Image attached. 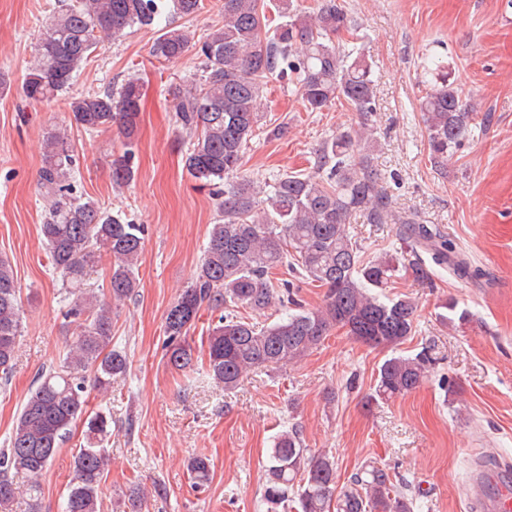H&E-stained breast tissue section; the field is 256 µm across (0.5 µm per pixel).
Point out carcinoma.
<instances>
[{
  "mask_svg": "<svg viewBox=\"0 0 512 512\" xmlns=\"http://www.w3.org/2000/svg\"><path fill=\"white\" fill-rule=\"evenodd\" d=\"M261 0H223L222 23L194 40L184 29H160L150 52L159 62L193 50L201 59L198 82L171 84L165 92L182 129L194 140L184 168L216 197L219 219L190 283L181 290L164 320L165 357L185 372L195 366L189 332L207 307L224 315L209 329L201 370L231 393L252 370L280 369L313 352L333 329L387 350L369 404L403 397L428 378L431 359L396 350L415 332L417 304L408 297L384 299L382 290L400 270L428 281L433 266L459 279L476 270L434 224L400 212L389 194L385 173L376 164V131L371 124L375 83L372 65L357 44L361 24L337 0H320L309 10L293 0L276 4L282 22L267 27ZM193 16L199 0H58L43 26L33 60L23 77L25 99L47 102L67 97L68 122L86 132L117 129L122 154L112 160V184L131 185L143 84L129 78L119 85L71 95L90 56L128 28L153 27L161 7ZM427 91L419 99L432 169L443 172L448 153L461 145L472 113L463 92L439 56L424 66ZM289 80L309 112L340 102L357 112L358 127L338 131L315 152L307 173H281L265 182L242 175L247 145L257 135L261 102L269 82ZM75 158L67 129L44 139L38 185L48 212L40 225L53 271L68 295L66 317L73 331L65 356L42 372L22 405L0 450V512H11L15 479L28 487L29 512H39L41 477L69 437L86 420V445L73 456L64 512H99L101 481L109 457L102 448L107 415L86 416L87 388L108 391L128 368L126 355L111 347L112 309L138 293L137 266L145 228L104 210L77 194ZM395 224L398 240L415 254L430 256L405 263L385 255L365 256L351 227ZM110 263V301L86 288V276L102 258ZM297 273L326 289L324 303L307 309L290 293L285 272ZM285 292L294 311L257 325L237 316L238 309L263 312ZM20 288L10 262L0 258V382L10 380L20 336ZM194 487L205 488L209 459L188 463ZM354 488L336 493V467L326 452L310 453L299 430L279 434L267 458L261 499L266 512H414V499L399 490L386 469L372 466L355 474Z\"/></svg>",
  "mask_w": 512,
  "mask_h": 512,
  "instance_id": "obj_1",
  "label": "carcinoma"
}]
</instances>
